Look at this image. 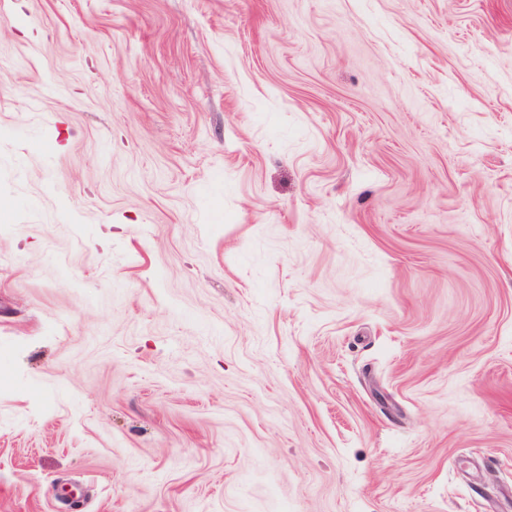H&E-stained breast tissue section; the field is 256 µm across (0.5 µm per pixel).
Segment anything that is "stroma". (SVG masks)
Returning a JSON list of instances; mask_svg holds the SVG:
<instances>
[{"mask_svg": "<svg viewBox=\"0 0 512 512\" xmlns=\"http://www.w3.org/2000/svg\"><path fill=\"white\" fill-rule=\"evenodd\" d=\"M0 198V512H512V0H0Z\"/></svg>", "mask_w": 512, "mask_h": 512, "instance_id": "obj_1", "label": "stroma"}]
</instances>
